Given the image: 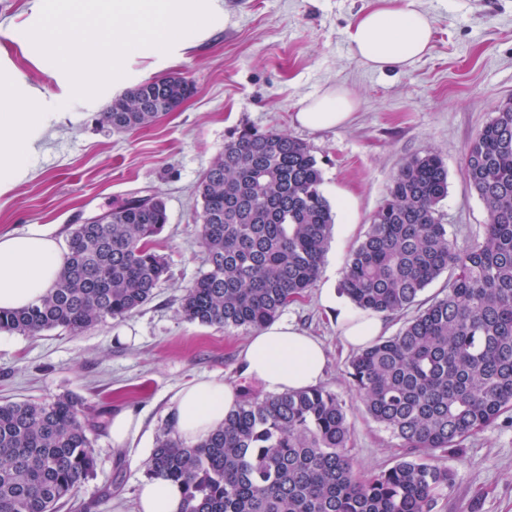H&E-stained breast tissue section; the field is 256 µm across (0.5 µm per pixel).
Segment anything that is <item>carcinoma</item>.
<instances>
[{"label":"carcinoma","mask_w":512,"mask_h":512,"mask_svg":"<svg viewBox=\"0 0 512 512\" xmlns=\"http://www.w3.org/2000/svg\"><path fill=\"white\" fill-rule=\"evenodd\" d=\"M176 75L112 101L101 122L153 125L192 96ZM463 177L488 211L483 238L459 246L440 204L448 169L432 151L407 159L350 251L342 292L355 309L393 315L443 274L445 293L395 335L360 349L346 374L367 415L407 452L360 474L351 426L335 392L241 390L224 425L187 444L168 430L146 463L151 478L185 488L183 512H435L453 487L437 453L459 446L512 409V100L466 144ZM310 147L286 133L244 129L224 143L198 185L206 268L180 312L190 322L256 331L316 281L334 224ZM165 203L126 200L105 224H77L52 291L0 310V332L81 333L151 301L169 266L152 239ZM107 413L84 399L0 403V512H58L96 470L90 435Z\"/></svg>","instance_id":"obj_1"}]
</instances>
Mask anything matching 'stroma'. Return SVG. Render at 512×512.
I'll return each instance as SVG.
<instances>
[{"instance_id": "1", "label": "stroma", "mask_w": 512, "mask_h": 512, "mask_svg": "<svg viewBox=\"0 0 512 512\" xmlns=\"http://www.w3.org/2000/svg\"><path fill=\"white\" fill-rule=\"evenodd\" d=\"M224 22L190 33L171 52L138 50L125 58V86L164 75L190 82L195 94L154 125L116 132L100 115L120 96L109 85L76 99L66 74L42 69L28 36L42 0H0V67L33 88L24 112L46 113L48 126L29 158L28 175L0 196V234L50 228L67 240L74 225L135 197L154 195L168 222L154 250L169 278L137 313L74 335L0 334V401H48L74 393L109 413L130 411L140 428L125 447L109 432L92 438L97 471L60 512H135L146 463L170 426L177 393L209 378L245 388L239 351L249 333L185 320L181 299L205 268L197 186L224 143L245 128L280 131L306 142L323 171L322 191L336 210L325 263L283 321L318 337L327 352L323 386L347 404L350 454L360 473L390 467L404 450L356 401L346 378L353 356L339 337L325 294H339L346 256L409 157L437 151L448 168L441 204L448 233L465 245L481 239L487 209L466 184V143L512 97V0H415L433 27L429 52L404 68L372 69L348 39L374 0H222ZM358 105L341 127L312 131L294 121L310 99L333 86ZM124 86V87H125ZM455 483L435 512H512V411L438 459ZM117 490L105 500V481Z\"/></svg>"}]
</instances>
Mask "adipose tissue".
Masks as SVG:
<instances>
[{"label":"adipose tissue","mask_w":512,"mask_h":512,"mask_svg":"<svg viewBox=\"0 0 512 512\" xmlns=\"http://www.w3.org/2000/svg\"><path fill=\"white\" fill-rule=\"evenodd\" d=\"M348 38L354 55L370 68H402L429 51L432 26L411 0H377L356 20ZM19 102L14 72L0 69V195L26 177L27 158L36 151L45 128L44 113L20 111ZM356 107V99L336 86L308 100L294 120L314 130L334 128L347 123ZM65 263V253L48 229L0 234V309H18L44 296ZM337 322L342 340L359 349L378 339L385 327L383 318L374 313L341 310ZM241 357L247 377L273 393L317 385L326 361L317 339L283 322L255 331ZM239 396L238 388L218 379L201 380L181 390L172 413L175 432L188 443L198 442L223 424ZM182 507L183 491L177 483L152 479L140 489L138 512H181Z\"/></svg>","instance_id":"1"}]
</instances>
